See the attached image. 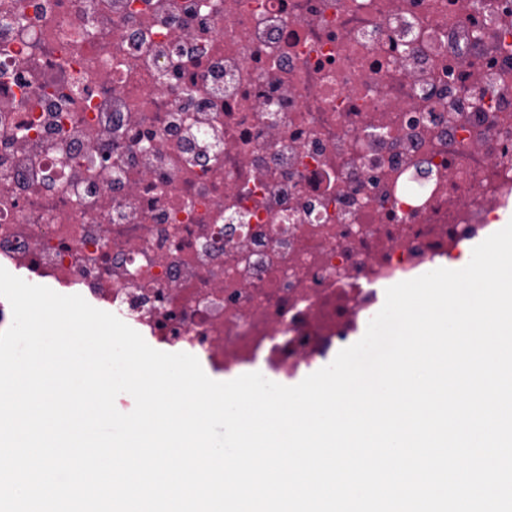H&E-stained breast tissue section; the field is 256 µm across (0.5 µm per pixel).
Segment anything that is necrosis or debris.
<instances>
[{
    "label": "necrosis or debris",
    "mask_w": 512,
    "mask_h": 512,
    "mask_svg": "<svg viewBox=\"0 0 512 512\" xmlns=\"http://www.w3.org/2000/svg\"><path fill=\"white\" fill-rule=\"evenodd\" d=\"M512 210V0H0V267L218 377L329 364Z\"/></svg>",
    "instance_id": "1"
}]
</instances>
